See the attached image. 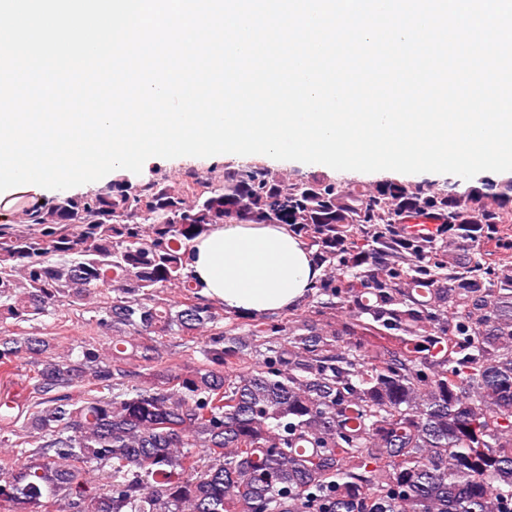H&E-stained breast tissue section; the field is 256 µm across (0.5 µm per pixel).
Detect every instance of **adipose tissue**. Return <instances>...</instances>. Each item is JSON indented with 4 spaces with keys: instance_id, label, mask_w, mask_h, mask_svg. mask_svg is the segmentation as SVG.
<instances>
[{
    "instance_id": "obj_1",
    "label": "adipose tissue",
    "mask_w": 512,
    "mask_h": 512,
    "mask_svg": "<svg viewBox=\"0 0 512 512\" xmlns=\"http://www.w3.org/2000/svg\"><path fill=\"white\" fill-rule=\"evenodd\" d=\"M201 295L230 312L297 308L322 269L284 224H219L197 239L190 264Z\"/></svg>"
}]
</instances>
